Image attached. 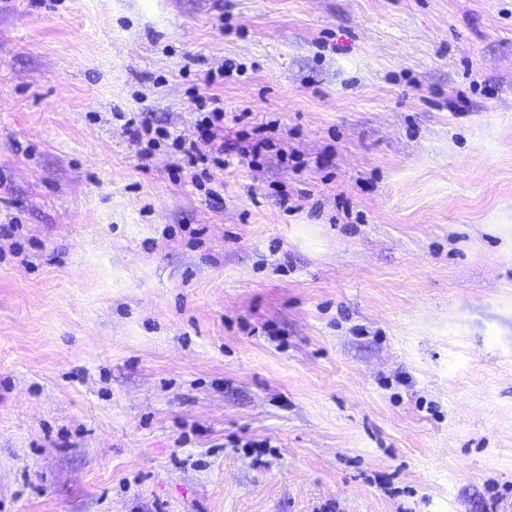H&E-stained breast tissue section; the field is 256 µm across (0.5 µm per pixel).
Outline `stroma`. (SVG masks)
I'll return each instance as SVG.
<instances>
[{
    "label": "stroma",
    "instance_id": "stroma-1",
    "mask_svg": "<svg viewBox=\"0 0 512 512\" xmlns=\"http://www.w3.org/2000/svg\"><path fill=\"white\" fill-rule=\"evenodd\" d=\"M1 224L0 512H512V0H0ZM201 120L206 125V130L210 140H214L219 135L223 139L222 142L215 148L212 156L199 155L196 152L195 146L192 143L186 144V141L180 136L170 131L166 127H153L140 120L139 117L133 115L126 120V130L130 138L135 143H140L144 136H151L148 144L156 145L160 139H173V144L180 150V152L187 158L188 164L192 167L203 165L201 168L200 176L194 175L192 182L197 184L199 179L204 176L211 180L212 174L210 169L224 170V167L229 166L233 161L232 154H225L224 150V125H220L224 121L223 107L214 106L211 111L206 113ZM217 132V134H216Z\"/></svg>",
    "mask_w": 512,
    "mask_h": 512
}]
</instances>
